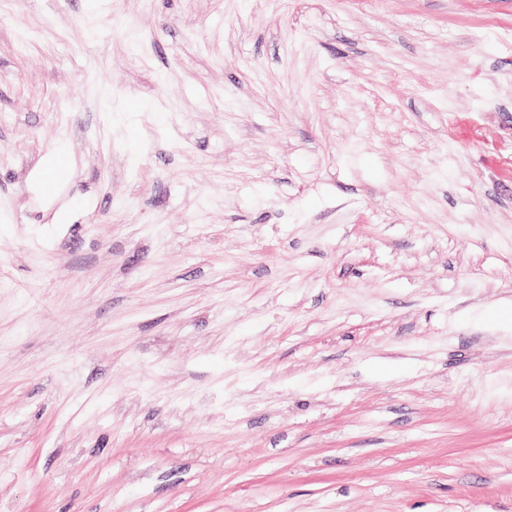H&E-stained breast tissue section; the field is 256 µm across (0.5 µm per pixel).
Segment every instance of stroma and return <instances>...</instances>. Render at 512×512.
I'll return each instance as SVG.
<instances>
[{
	"instance_id": "obj_1",
	"label": "stroma",
	"mask_w": 512,
	"mask_h": 512,
	"mask_svg": "<svg viewBox=\"0 0 512 512\" xmlns=\"http://www.w3.org/2000/svg\"><path fill=\"white\" fill-rule=\"evenodd\" d=\"M0 512H512V0H0Z\"/></svg>"
}]
</instances>
